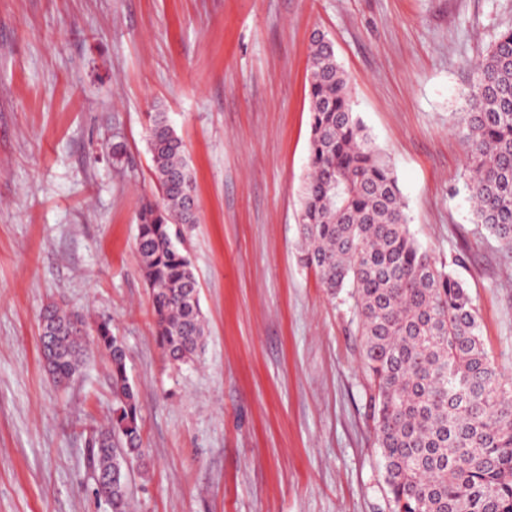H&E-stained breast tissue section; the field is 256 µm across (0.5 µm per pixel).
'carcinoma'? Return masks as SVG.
<instances>
[{"label":"carcinoma","mask_w":512,"mask_h":512,"mask_svg":"<svg viewBox=\"0 0 512 512\" xmlns=\"http://www.w3.org/2000/svg\"><path fill=\"white\" fill-rule=\"evenodd\" d=\"M309 176L300 203L304 263L334 296L351 290L362 337L370 407L394 512H512V378L489 356L464 281L410 232L394 172L355 115L348 78L323 38L309 56ZM468 142L474 222L512 249V28L473 69L457 110ZM157 198L141 202L135 251L149 288L155 335L173 367L199 360L205 323L184 247L198 223L185 147L164 112L148 135ZM79 312L48 305L39 348L66 382L85 357ZM96 345L112 379V419L88 455L96 494L128 512L116 466L145 455L140 402L127 351L110 323Z\"/></svg>","instance_id":"1"}]
</instances>
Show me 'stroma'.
<instances>
[{"mask_svg": "<svg viewBox=\"0 0 512 512\" xmlns=\"http://www.w3.org/2000/svg\"><path fill=\"white\" fill-rule=\"evenodd\" d=\"M510 27L512 0H0V512H112L86 452L110 370L93 348L53 382L38 341L52 302L127 349L146 448L126 470L133 512H392L351 302L298 248L310 37L332 40L418 244L467 252L456 273L512 375V253L474 222L452 118ZM157 108L199 216L185 248L206 341L178 369L135 252Z\"/></svg>", "mask_w": 512, "mask_h": 512, "instance_id": "obj_1", "label": "stroma"}]
</instances>
